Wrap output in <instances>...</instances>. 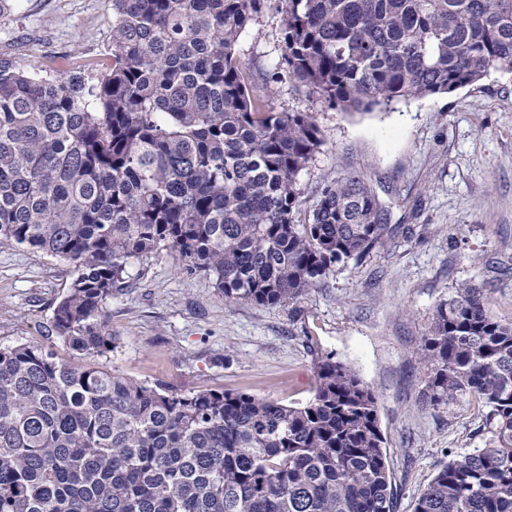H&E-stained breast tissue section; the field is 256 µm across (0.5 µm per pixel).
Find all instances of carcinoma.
<instances>
[{"label":"carcinoma","mask_w":512,"mask_h":512,"mask_svg":"<svg viewBox=\"0 0 512 512\" xmlns=\"http://www.w3.org/2000/svg\"><path fill=\"white\" fill-rule=\"evenodd\" d=\"M268 9L283 78L344 112L389 108L512 71V0H112L94 82L0 61V247L70 263L50 331L84 360L0 346V512H394L378 402L351 367L315 364L313 397L172 395L99 362L103 303L132 258L168 247L225 304L290 306L383 237L355 171L300 173L323 136L278 112L238 56ZM418 354L432 407L474 397L484 446L448 462L414 512H512V323L484 290L437 304Z\"/></svg>","instance_id":"cac0c4a2"}]
</instances>
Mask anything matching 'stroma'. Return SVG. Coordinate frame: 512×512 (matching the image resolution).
<instances>
[{
	"label": "stroma",
	"mask_w": 512,
	"mask_h": 512,
	"mask_svg": "<svg viewBox=\"0 0 512 512\" xmlns=\"http://www.w3.org/2000/svg\"><path fill=\"white\" fill-rule=\"evenodd\" d=\"M112 0H0V60L40 57L69 71L112 62ZM247 80L263 87L282 53L269 11L242 34ZM280 112H312L324 145L299 177L308 217L316 191L360 172L388 233L360 263L330 273L292 306L225 305L212 277L180 274L168 249L131 260L103 305L116 373L171 393L244 391L284 404L312 395L315 364L349 365L373 391L392 472L395 512L414 504L442 466L480 447L486 407L422 400L417 349L435 306L461 284H488L491 309L512 322V73L490 71L455 92L387 110L345 113L306 87L277 84ZM74 271L34 250L0 247V346L27 343L72 359L49 332Z\"/></svg>",
	"instance_id": "stroma-1"
}]
</instances>
